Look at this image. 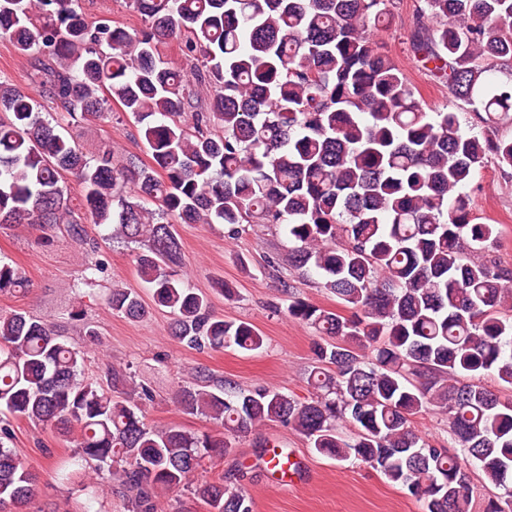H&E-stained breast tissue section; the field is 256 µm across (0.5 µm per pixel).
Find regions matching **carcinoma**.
Segmentation results:
<instances>
[{
  "instance_id": "cac0c4a2",
  "label": "carcinoma",
  "mask_w": 512,
  "mask_h": 512,
  "mask_svg": "<svg viewBox=\"0 0 512 512\" xmlns=\"http://www.w3.org/2000/svg\"><path fill=\"white\" fill-rule=\"evenodd\" d=\"M78 0H0V38L30 59L29 80L70 118L107 117L115 100L141 124L153 167L105 145L87 157L43 116L45 106L0 81V228L66 225L139 245L140 280L172 315L168 333L190 349L244 350L263 337L216 317L179 273L176 224H284L288 261L315 271L344 316L297 297L288 315L332 340L317 342L301 400L240 391L202 375L180 407L212 420L193 432L149 426L124 368L110 384L81 378L85 351L45 319L0 315V509L26 512L37 476L5 447L13 415L77 437L76 454L134 494L130 512H157L163 492L191 491L209 512H253L222 481L196 479L231 438L278 421L339 462L359 461L422 502L424 512H471L467 465L498 493L484 512H512V403L482 384L512 387V273L468 260L494 244L461 192L492 159L512 169V79L490 84L489 62L512 60V0H420L412 52L451 96L473 107L428 112L397 63L372 39L395 0H128L145 28L91 21ZM185 41L186 74L158 53ZM210 87L193 100L190 81ZM81 186L68 196L67 177ZM25 287L0 262V293ZM112 311L147 316L140 295L114 287ZM433 408L448 416L463 455L411 428ZM342 423L357 432L346 440Z\"/></svg>"
}]
</instances>
